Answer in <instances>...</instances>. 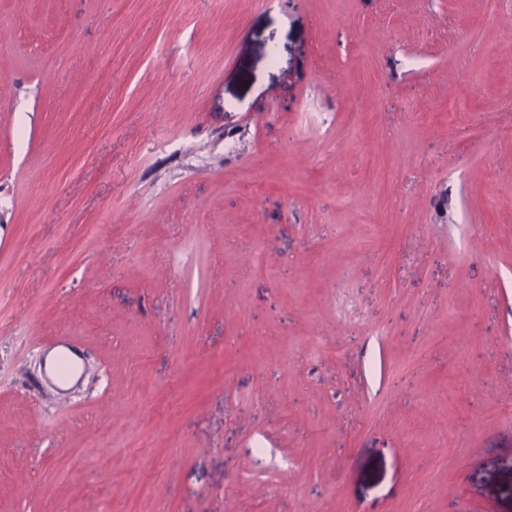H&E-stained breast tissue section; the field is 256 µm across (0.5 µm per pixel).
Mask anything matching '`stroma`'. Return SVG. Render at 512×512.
I'll return each instance as SVG.
<instances>
[{"mask_svg": "<svg viewBox=\"0 0 512 512\" xmlns=\"http://www.w3.org/2000/svg\"><path fill=\"white\" fill-rule=\"evenodd\" d=\"M510 89L512 0H0V512H512Z\"/></svg>", "mask_w": 512, "mask_h": 512, "instance_id": "obj_1", "label": "stroma"}]
</instances>
